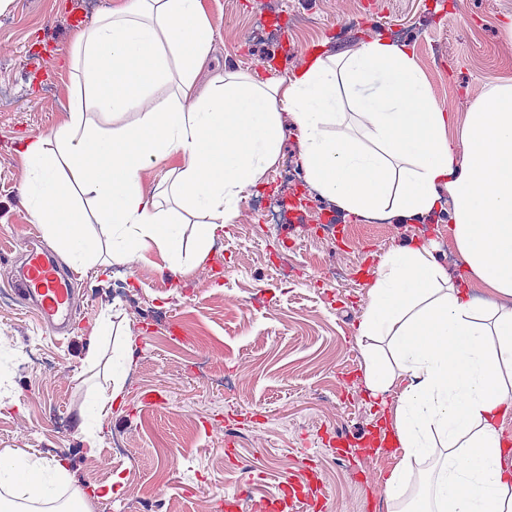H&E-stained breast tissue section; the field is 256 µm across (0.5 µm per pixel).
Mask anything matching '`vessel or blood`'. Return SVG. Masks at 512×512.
I'll return each instance as SVG.
<instances>
[{
    "instance_id": "1",
    "label": "vessel or blood",
    "mask_w": 512,
    "mask_h": 512,
    "mask_svg": "<svg viewBox=\"0 0 512 512\" xmlns=\"http://www.w3.org/2000/svg\"><path fill=\"white\" fill-rule=\"evenodd\" d=\"M12 288L16 299L36 306L43 323L54 332L70 330L75 313L76 277L51 252H29Z\"/></svg>"
}]
</instances>
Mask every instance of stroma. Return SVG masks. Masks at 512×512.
Wrapping results in <instances>:
<instances>
[{"instance_id": "35a3bbf8", "label": "stroma", "mask_w": 512, "mask_h": 512, "mask_svg": "<svg viewBox=\"0 0 512 512\" xmlns=\"http://www.w3.org/2000/svg\"><path fill=\"white\" fill-rule=\"evenodd\" d=\"M111 0H11L0 11V452L65 458L72 482L114 483L92 512H395L384 482L397 464L375 425L356 326L391 249L433 241L451 279H467L450 213L369 224L312 191L298 129L284 115L279 155L260 191L216 228L187 273L140 259L81 273V318L63 336L18 305L9 275L34 220L19 186L22 138L50 134L78 74L66 53ZM209 69L286 77L316 44L340 53L375 37L408 44L436 104L457 116L497 81L512 80V0H203ZM286 222H268L277 203ZM472 293L488 287L467 279ZM111 313L135 353L123 403L87 455L78 430L108 362L86 363L88 331Z\"/></svg>"}]
</instances>
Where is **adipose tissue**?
Wrapping results in <instances>:
<instances>
[{"mask_svg": "<svg viewBox=\"0 0 512 512\" xmlns=\"http://www.w3.org/2000/svg\"><path fill=\"white\" fill-rule=\"evenodd\" d=\"M202 0H112L68 52L82 72L51 135L22 139L20 195L63 259L89 269L159 257L188 272L217 225L261 183L278 154L281 115L301 132L309 186L367 219L448 209L455 248L490 299L450 281L431 247L389 251L356 328L371 397L400 393L392 442L401 457L385 485L403 496L414 463L445 453L416 512H512V82L494 84L459 136L410 46L376 38L339 55L316 49L286 78L242 71L198 76L211 49ZM174 84L171 98L156 92ZM363 138L335 132L345 110ZM178 158L169 196L148 192V167ZM200 217L192 247L188 216ZM63 461L0 456V512H89L111 485L74 490Z\"/></svg>", "mask_w": 512, "mask_h": 512, "instance_id": "obj_1", "label": "adipose tissue"}]
</instances>
